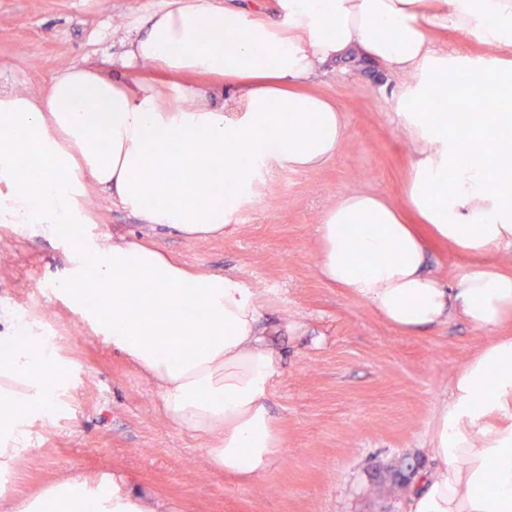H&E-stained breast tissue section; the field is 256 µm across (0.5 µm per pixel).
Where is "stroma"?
Instances as JSON below:
<instances>
[{
  "label": "stroma",
  "instance_id": "stroma-1",
  "mask_svg": "<svg viewBox=\"0 0 512 512\" xmlns=\"http://www.w3.org/2000/svg\"><path fill=\"white\" fill-rule=\"evenodd\" d=\"M167 3L0 0V90L42 91L66 65L119 57L127 31ZM396 86L374 62L327 66L313 88L343 112L336 156L312 171L263 168L223 236L147 228L93 186L83 199L92 219L84 230L96 238L143 240L192 270L229 272L256 290L259 326L282 353L269 408L283 448L255 479L211 469L210 440L167 421L155 386L59 299L68 242L0 224V313L41 320L74 364L66 412L35 425L32 451L0 473L1 493L23 498L65 476L95 484L116 473L165 512H408L414 484L432 466L427 432L453 374L491 335L511 336L512 320L490 332L452 317L406 336L318 273L316 228L343 194L408 207L412 156ZM471 264L451 244L430 241L427 269L448 284Z\"/></svg>",
  "mask_w": 512,
  "mask_h": 512
}]
</instances>
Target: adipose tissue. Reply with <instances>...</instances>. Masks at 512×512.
Returning <instances> with one entry per match:
<instances>
[{"label":"adipose tissue","mask_w":512,"mask_h":512,"mask_svg":"<svg viewBox=\"0 0 512 512\" xmlns=\"http://www.w3.org/2000/svg\"><path fill=\"white\" fill-rule=\"evenodd\" d=\"M169 0L129 37L120 71L111 57L59 71L39 94L0 92V224L69 240L64 303L155 385L180 430L212 438L224 474L269 470L282 440L267 401L281 354L259 327V302L233 275L198 273L161 250L82 232L86 184L151 227L189 238L222 234L260 168L299 171L333 158L343 114L308 86L322 67L379 61L400 78L396 114L414 151L407 200L436 237L462 252L512 251V62L486 70L432 34L481 33L512 52V0ZM148 75L136 74L138 65ZM176 83L161 106L160 89ZM477 85L497 109L449 123L450 92ZM94 97L98 111L85 109ZM469 139H462L460 130ZM184 173L179 189L161 167ZM318 269L404 334L457 315L491 331L452 383L428 432L436 465L418 480L409 512H512V275L475 264L447 287L426 272L427 242L382 198L352 191L317 227ZM181 320L190 340L157 345V324ZM0 470L28 450L38 410L53 408L68 365L37 324L0 317ZM0 512H158L121 476L88 499L66 477L36 495L0 499Z\"/></svg>","instance_id":"obj_1"}]
</instances>
